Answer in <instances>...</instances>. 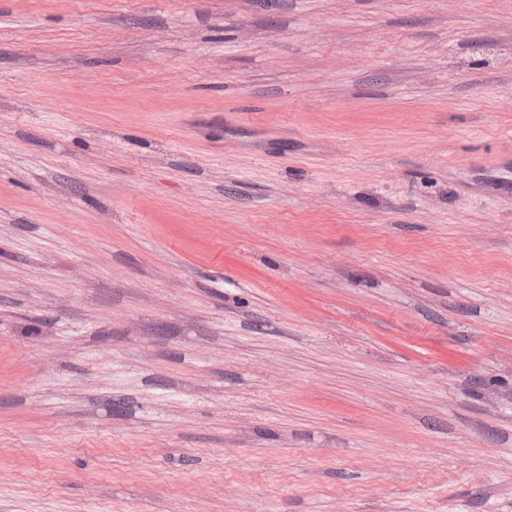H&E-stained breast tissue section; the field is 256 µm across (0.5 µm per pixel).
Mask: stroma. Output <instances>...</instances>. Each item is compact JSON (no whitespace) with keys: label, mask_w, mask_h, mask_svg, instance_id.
Returning a JSON list of instances; mask_svg holds the SVG:
<instances>
[{"label":"stroma","mask_w":512,"mask_h":512,"mask_svg":"<svg viewBox=\"0 0 512 512\" xmlns=\"http://www.w3.org/2000/svg\"><path fill=\"white\" fill-rule=\"evenodd\" d=\"M0 512H512V0H0Z\"/></svg>","instance_id":"35a3bbf8"}]
</instances>
